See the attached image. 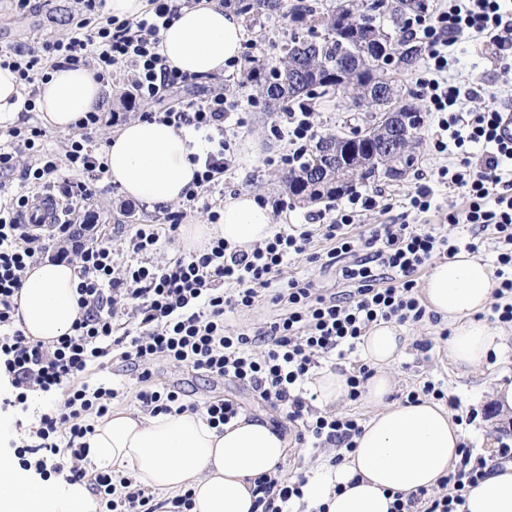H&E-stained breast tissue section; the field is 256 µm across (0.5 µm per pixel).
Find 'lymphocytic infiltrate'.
<instances>
[{"mask_svg": "<svg viewBox=\"0 0 512 512\" xmlns=\"http://www.w3.org/2000/svg\"><path fill=\"white\" fill-rule=\"evenodd\" d=\"M75 2L79 18L68 33L0 61L17 73L27 111L36 109L40 84L61 69H91L104 84L130 73L135 103L153 98L160 86L188 82V75L165 65L159 35L182 9L200 0H149L150 9L136 20L105 15L104 0ZM416 21L425 52L420 85L426 108L437 120L433 148L454 158L452 165L438 169L437 181L461 190L465 199L464 208L448 212L445 221L476 225L494 242L499 286L490 319L512 324V141L500 136L506 110L493 103L478 112L465 111L467 100L480 97L481 86L447 77L453 36L480 38L491 58L501 63L512 59V7L506 0H448L444 6L431 5ZM238 107L220 94L163 113L164 121L204 133L211 145L186 193L187 206H194L228 168L226 121ZM313 114L308 105L282 112L283 135L291 146L282 164H301L315 133ZM77 129L59 152L49 147L43 127L9 128L0 137V173H19L34 188L53 187L62 201L90 203L107 173L99 110L87 112ZM31 203L26 194L0 198V370L14 391L12 405L21 413H28L34 392L59 391L63 400L58 408L39 412L35 444L19 448L17 455L24 470L86 486L99 512H190L193 501L188 490L158 501L131 475L88 468L87 441L122 396L112 382L87 381L92 366L127 362L142 385L140 406L150 415L188 410L218 429L237 417L238 404L224 399L184 403L178 391L155 383L152 367L164 359L205 377L235 379L285 412L298 427V443L330 444L349 452L362 425L353 415L312 413L305 384L313 368L321 358L356 349L378 322L425 320L428 312L415 292L419 273L433 256L451 259L460 250L476 249L474 242L405 220L350 235L361 213L378 205L373 193L354 189L341 197L325 223L279 229L248 251L217 237L202 253L153 265L144 256L156 250L159 230L137 224L129 247L140 260L119 265L95 224L24 223ZM319 235L332 243L329 261L345 254L356 257L341 270L343 279L355 285L348 296L326 294L314 280L285 272L290 258L304 255ZM43 258L67 259L79 268L81 315L69 333L48 343L27 339L14 319L25 270ZM265 298L284 306V313L246 330L225 326V313L251 309ZM120 312L128 318L121 329L115 326ZM484 466L463 454L436 488L396 494L393 512H458L467 486L483 477ZM302 486L279 473L259 477L255 504L261 512H285L287 504L302 498Z\"/></svg>", "mask_w": 512, "mask_h": 512, "instance_id": "obj_1", "label": "lymphocytic infiltrate"}]
</instances>
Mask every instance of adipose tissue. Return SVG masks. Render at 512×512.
Here are the masks:
<instances>
[{"label":"adipose tissue","instance_id":"obj_1","mask_svg":"<svg viewBox=\"0 0 512 512\" xmlns=\"http://www.w3.org/2000/svg\"><path fill=\"white\" fill-rule=\"evenodd\" d=\"M244 28L238 15L218 0L182 10L160 33L166 65L198 78L222 75L240 55ZM102 84L85 68L58 70L40 85L36 107L45 126L72 129L97 105ZM209 146L188 128L159 119L135 118L109 137L107 179L127 198L151 207L182 200L203 167ZM274 233L268 206L253 194L227 196L218 223L196 221L183 229L185 250L202 251L214 237L250 249ZM76 267L43 259L29 265L18 297L17 322L25 336L49 342L68 333L80 315ZM498 285L482 258L462 252L435 262L420 291L427 310L452 323L445 356L462 376L477 372L490 356L502 355V330L474 320ZM407 343L393 323L374 325L362 351L373 368L365 390L376 412L355 439L356 448L339 464L322 462L303 488L315 512H391L394 496L432 489L459 463L462 433L443 406L430 402L391 403L390 365ZM99 469H128L144 486L191 490V512H252L255 479L275 474L289 452L286 438L263 419L239 416L223 429L184 412L136 416L116 410L87 441ZM46 484L34 481L14 456L0 453V512H44ZM463 512H512V466L488 463L468 487Z\"/></svg>","mask_w":512,"mask_h":512}]
</instances>
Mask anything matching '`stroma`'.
<instances>
[{
  "instance_id": "35a3bbf8",
  "label": "stroma",
  "mask_w": 512,
  "mask_h": 512,
  "mask_svg": "<svg viewBox=\"0 0 512 512\" xmlns=\"http://www.w3.org/2000/svg\"><path fill=\"white\" fill-rule=\"evenodd\" d=\"M74 8L73 0H53L51 6L38 5L21 14L14 10L11 0H0V48H26L61 36L72 25ZM245 30V43L251 48L250 59L240 60L237 68L221 76L196 78L177 88H160L154 100L144 104L143 109L163 112L183 101L205 100L218 93L238 99L244 124L238 130L232 163L214 189L205 193L204 202L216 207L223 204L227 195L250 193L270 205L278 200L284 202V209L272 214L274 226L304 224L310 215L329 208L330 203L325 200L301 207L289 201L280 182L284 171L280 158L289 152L290 145L274 130L279 123L278 114L251 106V99L260 97L261 92L247 75L251 63L267 66L277 60L292 36V29L281 15L272 14L246 23ZM449 52L456 59L448 73L449 79L463 81L474 78L483 87L481 97L471 101V109L479 110L491 102L512 99V80L504 79L502 66L486 60L480 40H460L450 47ZM314 107L318 136L347 134L365 124L364 110L354 106L348 98L330 93L315 99ZM434 133V124L424 123L418 160L405 180L392 182L381 179L367 183V190L380 194L383 202L390 204L391 210L386 214L376 210L364 212L359 221L361 230H368L389 216L400 218L408 205L409 193L426 183L436 168L446 165V157L433 151ZM100 187L101 191L92 203L99 214V233L111 238L114 260L127 261L130 258L127 238L131 225L166 224L168 210L164 207L151 208L128 199L109 182H101ZM352 261V256L344 255L338 258L336 265L324 267L302 256L292 261L289 270L299 276L311 277L327 292L342 294L349 291L350 285L343 280L341 268ZM404 331L409 338L408 344L389 368L394 379L389 402L405 401L408 392L420 379L428 378L440 383L449 398L457 402L458 414L464 416L471 412L475 415L473 422L461 426L464 447L470 448L476 457H498L501 444L512 445V411L502 412L493 398L492 389L503 365L512 363V345L502 357L490 358L478 373L460 378L451 370L444 356L445 342L440 337V327L423 322L405 326ZM423 340L431 341L430 351L419 349L418 344ZM154 379L159 384L181 389L188 402L211 398L232 400L240 405L242 413L268 421L284 436L291 438L295 435L294 427L283 413L264 404L249 387L235 380L202 377L164 361L155 364Z\"/></svg>"
}]
</instances>
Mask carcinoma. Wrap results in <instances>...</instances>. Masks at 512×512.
<instances>
[{"instance_id":"carcinoma-1","label":"carcinoma","mask_w":512,"mask_h":512,"mask_svg":"<svg viewBox=\"0 0 512 512\" xmlns=\"http://www.w3.org/2000/svg\"><path fill=\"white\" fill-rule=\"evenodd\" d=\"M425 0H338L324 10L317 0H226L247 16L280 12L297 28L283 55L270 67L262 93L275 111L316 92L351 93L367 112H416L398 75L411 70L422 50L407 33V18L424 9ZM321 30L319 42L298 36V29ZM421 118L412 132L379 125L364 138L328 135L299 169L282 176L289 196L299 204L333 199L357 180L373 179L401 156H413Z\"/></svg>"}]
</instances>
